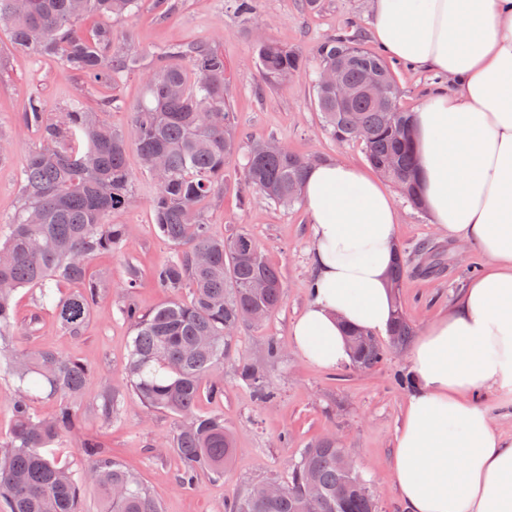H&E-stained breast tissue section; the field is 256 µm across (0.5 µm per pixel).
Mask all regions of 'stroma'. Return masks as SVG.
Here are the masks:
<instances>
[{"label":"stroma","instance_id":"obj_1","mask_svg":"<svg viewBox=\"0 0 512 512\" xmlns=\"http://www.w3.org/2000/svg\"><path fill=\"white\" fill-rule=\"evenodd\" d=\"M156 0H141L127 17H87L82 27L91 32L112 27L116 50L150 63L171 44H209L219 48L230 78V103L243 142L276 139L295 153L316 155L367 167L360 143L339 144L322 129V117L314 99L317 46L336 35L359 39L372 52L380 47L372 33V0H259L257 16L241 21L225 0H174L176 8L164 13ZM271 38L295 49L303 66L287 82L265 85L256 60L260 39ZM7 23L0 22V139L8 144L0 154V224L6 223L20 204V172L28 153L39 147V135L23 122L25 104L37 96L45 100L48 121H59L74 100L101 112L113 128L126 131L131 109L142 95L140 72H132L118 85L96 84L53 57H39L9 50ZM390 67L401 90V104L415 111L435 88L439 75L417 70L400 61ZM126 163L135 177L131 206L113 212L108 221L128 229L116 251L95 257L90 276L120 279L126 264L140 272L134 297L142 310L166 305L171 294L153 279L154 268L168 259L171 247L156 231L150 200L155 191L144 171L135 145H128ZM249 206H240L241 196ZM396 245L406 260L400 301L415 331L449 314L466 284L479 278L486 257L472 244L438 230L427 211L396 198ZM211 231L224 237L247 229L259 242L266 259L279 271L283 298L279 308L258 327L241 326L232 339L231 362L224 365V395L219 401L201 396L198 410L222 413L234 440L235 454L223 478L201 475L196 486L180 485V461L162 442L177 427L176 418L159 411L144 416L135 401H128L111 424L99 423L93 408L99 403L106 381H120L127 361L132 332L120 312L121 291L112 289L95 308L80 335H69L51 307L40 306L38 292L18 291L14 299L18 347L51 348L84 362L93 371L77 402L86 431L101 435L112 456L132 470L156 497L163 512H224V505L250 486L284 481L308 442L333 435L338 446L355 462L375 497L377 512H403L393 481L391 459L396 429L409 394L403 382L408 375V349L394 346L381 335L385 348L382 363L359 372L351 365L320 369L295 350L290 328L311 296L313 270L311 235L304 204L283 209L250 191L245 174V154L237 152L226 165L225 186L215 199L204 202ZM429 242L446 248L442 269L425 274L415 249ZM277 341L282 356L272 370L274 396L256 402L251 389L239 383L232 361L244 357L261 362L268 341Z\"/></svg>","mask_w":512,"mask_h":512}]
</instances>
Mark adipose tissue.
I'll use <instances>...</instances> for the list:
<instances>
[{
  "label": "adipose tissue",
  "instance_id": "adipose-tissue-1",
  "mask_svg": "<svg viewBox=\"0 0 512 512\" xmlns=\"http://www.w3.org/2000/svg\"><path fill=\"white\" fill-rule=\"evenodd\" d=\"M374 36L390 57L447 77L413 116L423 203L488 259L410 352L394 482L405 512H512V440L478 401L512 397V0H375ZM303 195L314 275L292 341L333 369L350 360L344 326L391 322L397 211L378 179L346 163L311 168Z\"/></svg>",
  "mask_w": 512,
  "mask_h": 512
}]
</instances>
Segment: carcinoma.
<instances>
[{"label": "carcinoma", "mask_w": 512, "mask_h": 512, "mask_svg": "<svg viewBox=\"0 0 512 512\" xmlns=\"http://www.w3.org/2000/svg\"><path fill=\"white\" fill-rule=\"evenodd\" d=\"M138 2L0 0V20L10 24L12 50L57 57L80 74L113 84L140 67L139 58L112 48V27L86 34L80 22L89 14L123 17ZM231 5L243 21L257 13V0H231ZM317 59L320 68L340 66L344 83L352 87L365 72L380 71L385 91L377 101L339 100L336 92L314 84L323 130L346 143L364 129L368 163L414 206H422L413 138L406 135L412 115L400 105L390 66L348 35L322 42ZM257 61L270 86L302 65L297 52L270 39L258 44ZM144 83L127 133L113 129L81 101L72 103L58 124L45 122L47 106L39 97L25 108L26 122L39 131L41 145L22 168L20 207L0 225V362L15 380L9 397L13 422L0 438V507L5 512H82L88 485L102 492L101 512H160L156 498L108 449L79 432L77 401L91 369L53 350L13 344L18 290H39L42 304L51 306L60 325L76 336L112 287L110 278H90L86 269L95 255L112 250L126 235L125 225L106 218L134 198L133 176L125 165L130 138L155 182L154 224L172 249L153 278L173 299L142 310L132 299L137 269L127 266L120 311L133 331L129 357L123 381L107 387L96 415L103 424L112 422L124 411L128 393L146 414L174 415L178 427L169 445L181 461L185 487L195 485L204 471L224 475L234 453L224 415H200L197 403L204 391L212 399L224 396V361L240 327L239 313L253 308L270 316L281 303L283 283L249 232L216 238L201 208L224 185V167L239 144L224 54L210 46L170 45L145 73ZM311 167L280 142L257 141L248 152V184L267 201L290 208L300 200ZM257 278L269 284L260 295L251 288ZM62 282L76 283L78 289L62 295ZM388 333L401 346L414 335L398 300ZM347 335L365 369L383 361L385 351L373 334L350 329ZM235 376L257 400L273 398L271 366L241 359ZM41 399L57 404L54 416L36 412L34 403ZM68 443L87 461L79 472L58 460L56 449ZM343 457L335 438L321 437L302 449L278 491L255 486L225 503L224 512H376L373 495Z\"/></svg>", "instance_id": "obj_1"}]
</instances>
